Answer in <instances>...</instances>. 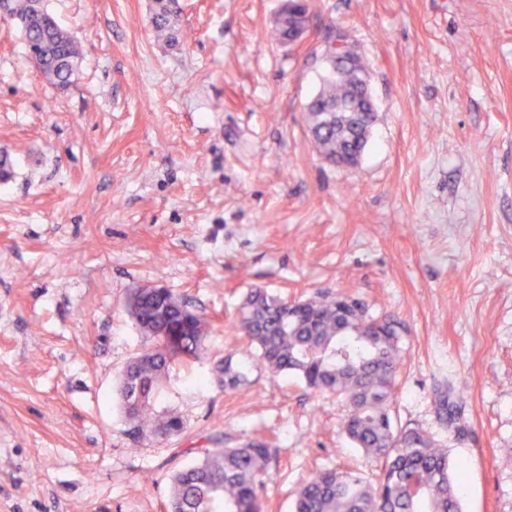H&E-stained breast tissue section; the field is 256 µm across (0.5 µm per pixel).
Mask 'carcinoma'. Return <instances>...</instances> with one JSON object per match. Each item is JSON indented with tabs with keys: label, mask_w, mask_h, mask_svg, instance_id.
I'll list each match as a JSON object with an SVG mask.
<instances>
[{
	"label": "carcinoma",
	"mask_w": 512,
	"mask_h": 512,
	"mask_svg": "<svg viewBox=\"0 0 512 512\" xmlns=\"http://www.w3.org/2000/svg\"><path fill=\"white\" fill-rule=\"evenodd\" d=\"M6 10L27 23L26 43L41 72L61 89L76 72L80 50L48 11L45 0H4ZM310 0H288V21H274L272 38L290 45ZM174 0H153L157 35L170 32ZM361 57L352 52L342 69L328 70L306 106L309 134L334 165L356 167L378 116ZM145 338L142 351L122 370L119 396L126 434L166 439L184 430L182 417L157 409L162 387L178 363L200 357L211 320L166 288L141 293L129 312ZM236 328L261 365L276 376H292L309 390L344 397L342 429L351 444L381 463L377 483L347 469L316 472L296 491L294 512H461V485L448 449L426 431L391 414L402 364L401 325L374 317L363 301L346 294L286 301L262 288L247 292ZM228 392L249 384V368L232 357L215 367ZM439 419L452 430L461 406L437 395ZM273 459L266 442L204 450L203 459L176 472L168 512H265V477Z\"/></svg>",
	"instance_id": "cac0c4a2"
}]
</instances>
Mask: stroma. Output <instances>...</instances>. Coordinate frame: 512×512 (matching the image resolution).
<instances>
[{
	"label": "stroma",
	"mask_w": 512,
	"mask_h": 512,
	"mask_svg": "<svg viewBox=\"0 0 512 512\" xmlns=\"http://www.w3.org/2000/svg\"><path fill=\"white\" fill-rule=\"evenodd\" d=\"M280 4L176 0L166 42L152 0H49L81 45L63 91L0 30V512H165L176 470L248 441L277 451L268 512L324 468L374 479L342 399L257 367L241 391L215 383L256 287L401 322L395 418L460 465L462 512H512V0H315L290 47L269 38ZM339 38L379 116L351 170L304 121ZM145 284L213 330L161 396L184 431L136 443L116 389ZM448 388L461 437L438 418Z\"/></svg>",
	"instance_id": "35a3bbf8"
}]
</instances>
